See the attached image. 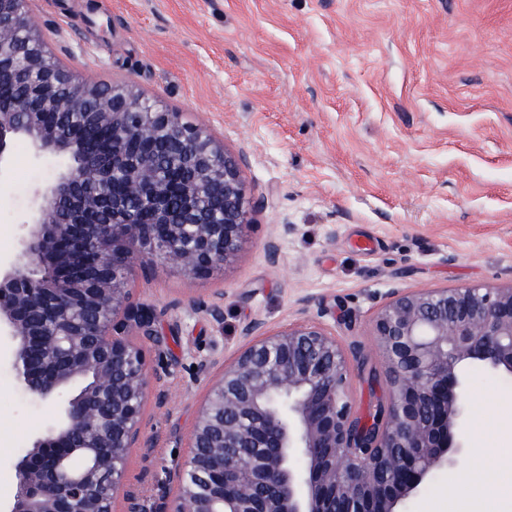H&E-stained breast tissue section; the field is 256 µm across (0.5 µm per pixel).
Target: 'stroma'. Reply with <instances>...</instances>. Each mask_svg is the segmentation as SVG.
Segmentation results:
<instances>
[{
    "instance_id": "stroma-1",
    "label": "stroma",
    "mask_w": 512,
    "mask_h": 512,
    "mask_svg": "<svg viewBox=\"0 0 512 512\" xmlns=\"http://www.w3.org/2000/svg\"><path fill=\"white\" fill-rule=\"evenodd\" d=\"M49 50L78 78L123 80L246 150L264 196L236 259L205 278L154 264L132 283L156 313L152 376L124 495L152 512L186 460L199 410L251 319L308 316L380 356L370 321L394 288L512 281V0H33ZM52 176L16 147L0 177V254ZM277 236L279 259L264 244ZM220 301L221 319L208 307ZM361 417L384 392L348 359ZM464 475L442 470L406 512H512V381L473 365ZM58 414L19 388L0 346V512L15 464Z\"/></svg>"
}]
</instances>
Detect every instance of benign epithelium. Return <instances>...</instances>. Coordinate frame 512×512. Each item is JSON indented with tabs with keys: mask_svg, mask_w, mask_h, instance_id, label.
<instances>
[{
	"mask_svg": "<svg viewBox=\"0 0 512 512\" xmlns=\"http://www.w3.org/2000/svg\"><path fill=\"white\" fill-rule=\"evenodd\" d=\"M27 2L0 0V88L14 89L0 96V173L19 140L57 172L0 258V339L22 392L62 402L16 464L8 512H112L150 387L135 338L155 335L131 283L157 261L191 278L230 264L264 197L245 151L36 51ZM173 157L187 162L176 208ZM242 336L155 512H404L434 472L467 468L465 366L512 379V281L394 289L371 324L387 390L374 419L354 413L347 352L321 324L253 319ZM79 452L93 461L74 478L64 462Z\"/></svg>",
	"mask_w": 512,
	"mask_h": 512,
	"instance_id": "benign-epithelium-1",
	"label": "benign epithelium"
}]
</instances>
